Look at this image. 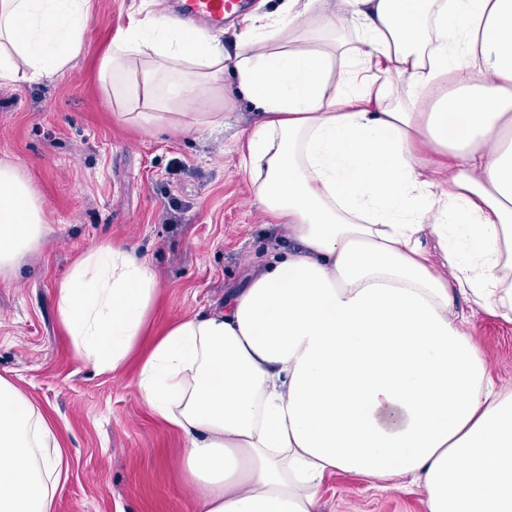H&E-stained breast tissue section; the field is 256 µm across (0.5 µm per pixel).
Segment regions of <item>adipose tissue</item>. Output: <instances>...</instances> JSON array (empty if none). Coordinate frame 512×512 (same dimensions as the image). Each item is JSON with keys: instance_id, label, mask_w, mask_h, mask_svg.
Instances as JSON below:
<instances>
[{"instance_id": "ef3b65f1", "label": "adipose tissue", "mask_w": 512, "mask_h": 512, "mask_svg": "<svg viewBox=\"0 0 512 512\" xmlns=\"http://www.w3.org/2000/svg\"><path fill=\"white\" fill-rule=\"evenodd\" d=\"M345 3L342 17L286 0L235 54L131 7L98 70L120 119L223 127L189 106L232 75L256 111L241 166L293 246L223 308L158 333L154 271L105 243L59 280L57 318L98 372L138 359L140 399L184 438L198 512H320L336 470L417 486L427 512H512V386L454 309L512 322V0ZM91 6L0 0V84L65 71ZM48 232L29 179L0 161V277ZM63 472L54 422L0 377V512H53Z\"/></svg>"}]
</instances>
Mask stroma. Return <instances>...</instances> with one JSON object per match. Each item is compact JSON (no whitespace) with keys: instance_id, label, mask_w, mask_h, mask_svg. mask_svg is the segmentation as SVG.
<instances>
[{"instance_id":"stroma-1","label":"stroma","mask_w":512,"mask_h":512,"mask_svg":"<svg viewBox=\"0 0 512 512\" xmlns=\"http://www.w3.org/2000/svg\"><path fill=\"white\" fill-rule=\"evenodd\" d=\"M131 0H92L81 55L52 80L0 85V161L20 166L51 228L14 275L0 278V376L50 413L69 463L54 512H196L180 467L184 442L137 396V363L123 376L79 361L55 312V288L83 252L135 247L158 280V327L223 306L270 248H290L240 168L236 133L254 115L242 98L212 95L223 132L144 133L120 122L98 67L127 23ZM490 376L512 385V323L477 313ZM321 512H426L419 490H385L361 476L325 477Z\"/></svg>"}]
</instances>
